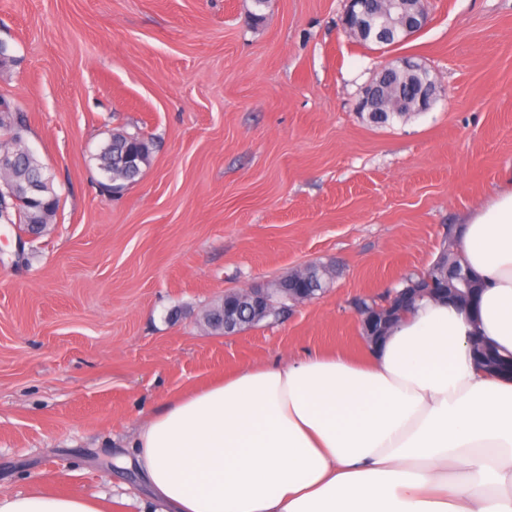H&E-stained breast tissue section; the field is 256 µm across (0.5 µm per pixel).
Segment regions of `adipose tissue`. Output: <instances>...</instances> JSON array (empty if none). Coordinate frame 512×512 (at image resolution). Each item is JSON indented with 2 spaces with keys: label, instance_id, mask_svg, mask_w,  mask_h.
Listing matches in <instances>:
<instances>
[{
  "label": "adipose tissue",
  "instance_id": "obj_1",
  "mask_svg": "<svg viewBox=\"0 0 512 512\" xmlns=\"http://www.w3.org/2000/svg\"><path fill=\"white\" fill-rule=\"evenodd\" d=\"M460 250L477 311L426 302L366 354L305 353L177 392L135 431L124 466L153 512H512V376L467 341L512 353V186ZM107 495L0 494V512H108Z\"/></svg>",
  "mask_w": 512,
  "mask_h": 512
}]
</instances>
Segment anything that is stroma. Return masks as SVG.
Segmentation results:
<instances>
[{
    "label": "stroma",
    "mask_w": 512,
    "mask_h": 512,
    "mask_svg": "<svg viewBox=\"0 0 512 512\" xmlns=\"http://www.w3.org/2000/svg\"><path fill=\"white\" fill-rule=\"evenodd\" d=\"M402 45L365 47L346 0H0V93L60 197L33 236L0 221V492L126 495L117 465L175 391L303 352L361 356L352 300L432 264L449 227L512 179V0H423ZM411 56L431 107L371 123L362 91ZM156 144L122 194L95 156ZM310 263L328 290L224 335L225 293Z\"/></svg>",
    "instance_id": "stroma-1"
}]
</instances>
